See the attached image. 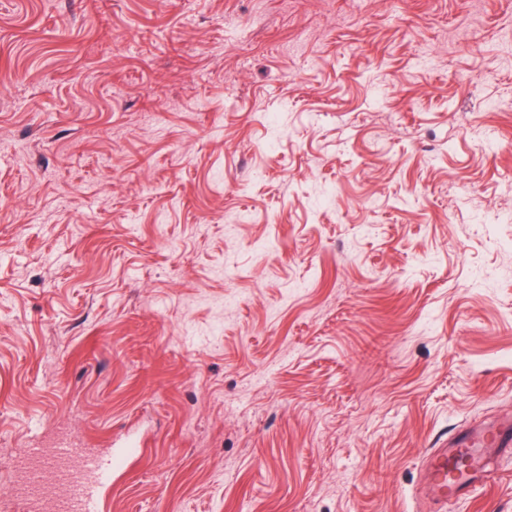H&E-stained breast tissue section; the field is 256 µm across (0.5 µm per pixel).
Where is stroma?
I'll return each instance as SVG.
<instances>
[{
    "label": "stroma",
    "mask_w": 512,
    "mask_h": 512,
    "mask_svg": "<svg viewBox=\"0 0 512 512\" xmlns=\"http://www.w3.org/2000/svg\"><path fill=\"white\" fill-rule=\"evenodd\" d=\"M510 415L512 0H0V499L512 512L424 483ZM105 451H94L76 439H62L51 451L34 448L26 481L20 491L21 511L41 512L44 477L54 474L63 492L54 500L53 512H101L106 488L116 480L126 459L141 445L128 434H114Z\"/></svg>",
    "instance_id": "stroma-1"
}]
</instances>
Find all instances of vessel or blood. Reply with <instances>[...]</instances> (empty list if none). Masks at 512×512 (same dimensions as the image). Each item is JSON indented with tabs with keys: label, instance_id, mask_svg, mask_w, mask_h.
Listing matches in <instances>:
<instances>
[{
	"label": "vessel or blood",
	"instance_id": "1",
	"mask_svg": "<svg viewBox=\"0 0 512 512\" xmlns=\"http://www.w3.org/2000/svg\"><path fill=\"white\" fill-rule=\"evenodd\" d=\"M136 448L129 435L116 434L103 451L76 439L61 440L50 451L36 449L20 491L22 512H42L44 477L49 473L63 487L52 512H101L106 488ZM490 454H512L511 421L462 428L445 447L432 451L425 472L433 493L441 502H455L484 485L489 478L485 459Z\"/></svg>",
	"mask_w": 512,
	"mask_h": 512
}]
</instances>
